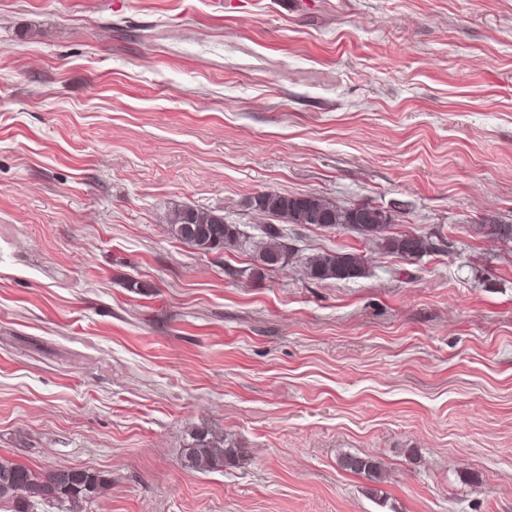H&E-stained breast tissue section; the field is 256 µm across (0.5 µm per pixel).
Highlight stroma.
<instances>
[{"mask_svg":"<svg viewBox=\"0 0 512 512\" xmlns=\"http://www.w3.org/2000/svg\"><path fill=\"white\" fill-rule=\"evenodd\" d=\"M394 213L406 261L262 192ZM238 225L202 253L168 219ZM512 0H0V459L84 512H512ZM363 254L362 277L304 259ZM205 428L232 466L182 467ZM381 463L373 485L343 453ZM169 224L176 239L205 253L236 247L242 235L223 215L194 207L175 210ZM262 241L256 252V267L266 270L275 269L284 264L289 247L283 241L285 235L275 224H266L260 229ZM365 258L358 253H317L305 258L308 278L324 280H350L363 275ZM106 479L89 469L64 468L36 474L19 463L0 459V503L17 505L16 512L28 510L19 505L39 503V497L67 505L68 512H83V504L96 498ZM26 492L23 497L20 492Z\"/></svg>","mask_w":512,"mask_h":512,"instance_id":"1","label":"stroma"}]
</instances>
